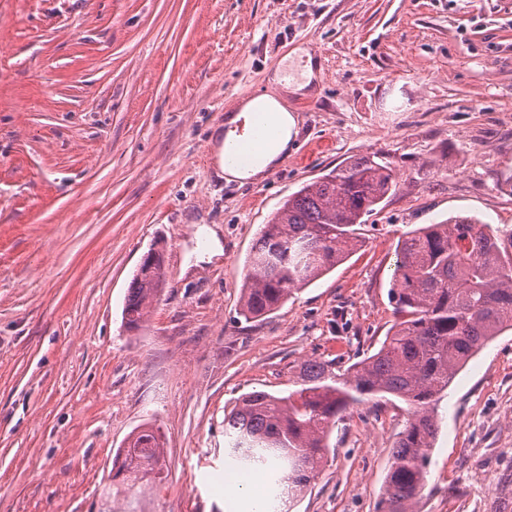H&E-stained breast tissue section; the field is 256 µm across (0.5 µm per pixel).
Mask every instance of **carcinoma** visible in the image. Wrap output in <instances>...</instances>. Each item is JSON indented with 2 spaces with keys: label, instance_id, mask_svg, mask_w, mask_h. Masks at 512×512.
<instances>
[{
  "label": "carcinoma",
  "instance_id": "cac0c4a2",
  "mask_svg": "<svg viewBox=\"0 0 512 512\" xmlns=\"http://www.w3.org/2000/svg\"><path fill=\"white\" fill-rule=\"evenodd\" d=\"M398 188L389 156L351 157L290 195L263 225L244 275L240 314L264 317L331 272L362 245L363 217ZM158 262L134 274L123 310L139 328L164 282ZM390 297L396 320L374 354L335 370L304 362L299 388L253 391L224 415V455L277 488L273 512H291L319 473L328 439L346 410L389 394L413 407L393 451L377 512H416L438 433L436 405L456 374L495 337L512 330V229L452 217L406 233L397 245ZM163 444L144 429L117 450L108 495L130 493L161 473Z\"/></svg>",
  "mask_w": 512,
  "mask_h": 512
}]
</instances>
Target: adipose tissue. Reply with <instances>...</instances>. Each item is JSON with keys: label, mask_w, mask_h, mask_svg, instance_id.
<instances>
[{"label": "adipose tissue", "mask_w": 512, "mask_h": 512, "mask_svg": "<svg viewBox=\"0 0 512 512\" xmlns=\"http://www.w3.org/2000/svg\"><path fill=\"white\" fill-rule=\"evenodd\" d=\"M292 79L287 71L275 74L272 91L264 92L243 100L235 113L230 114L225 122V140L237 138L239 132L249 129L255 118L269 117L275 136L272 145L265 151L254 156L249 165L243 168L219 164L220 176L226 180H258L265 177L270 169L276 166L281 157L287 155L294 139L293 131L297 125L295 116L289 112L281 92L288 89Z\"/></svg>", "instance_id": "obj_1"}]
</instances>
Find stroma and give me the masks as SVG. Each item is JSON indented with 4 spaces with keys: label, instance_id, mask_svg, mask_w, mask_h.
Wrapping results in <instances>:
<instances>
[{
    "label": "stroma",
    "instance_id": "obj_1",
    "mask_svg": "<svg viewBox=\"0 0 512 512\" xmlns=\"http://www.w3.org/2000/svg\"><path fill=\"white\" fill-rule=\"evenodd\" d=\"M301 49L314 77L284 95L291 151L224 181L216 128ZM374 153L399 189L364 245L245 321L260 225ZM459 215L512 227V0H0V512H250L225 412L294 389L305 360L376 352L398 240ZM153 247L166 282L131 331ZM437 414L421 512H512V331ZM410 417L390 395L349 409L293 512H375ZM148 428L160 477L105 501L117 449ZM149 251L157 254L159 261L150 266H146L143 261L141 268L137 270L130 282L123 310L125 325L129 330L138 329L145 322L148 309L158 296L164 282L163 253L155 248Z\"/></svg>",
    "mask_w": 512,
    "mask_h": 512
}]
</instances>
